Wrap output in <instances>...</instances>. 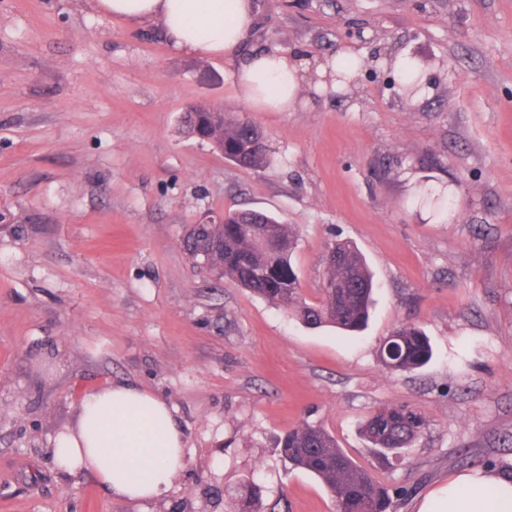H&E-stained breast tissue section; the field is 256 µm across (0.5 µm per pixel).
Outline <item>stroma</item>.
I'll return each instance as SVG.
<instances>
[{"instance_id":"obj_1","label":"stroma","mask_w":512,"mask_h":512,"mask_svg":"<svg viewBox=\"0 0 512 512\" xmlns=\"http://www.w3.org/2000/svg\"><path fill=\"white\" fill-rule=\"evenodd\" d=\"M247 45L327 61L339 92L258 112L220 57L174 52L158 22L88 0H0V512H230L255 482L288 512H336L275 452L310 422L389 488L398 512L468 462L512 464V0H255ZM411 60L421 90L394 69ZM205 101L259 126L273 164L243 169L188 137ZM253 208L299 234L319 297L325 244L374 274L367 328H311L193 266L187 229ZM419 326L431 361L392 374L378 350ZM131 383L167 402L186 465L164 497H112L50 450L81 397ZM406 404L424 434L385 464L359 435Z\"/></svg>"}]
</instances>
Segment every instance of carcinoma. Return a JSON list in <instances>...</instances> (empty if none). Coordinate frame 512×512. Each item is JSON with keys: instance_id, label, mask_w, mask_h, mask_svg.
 Segmentation results:
<instances>
[{"instance_id": "carcinoma-1", "label": "carcinoma", "mask_w": 512, "mask_h": 512, "mask_svg": "<svg viewBox=\"0 0 512 512\" xmlns=\"http://www.w3.org/2000/svg\"><path fill=\"white\" fill-rule=\"evenodd\" d=\"M181 123L184 133L209 143L242 168L258 170L272 164L263 132L246 119L198 102L186 109ZM189 231L187 250L200 248L210 270L303 323L343 332H360L365 327L375 284L352 241H334L331 252L323 257V287L318 302L311 303L302 294L292 262L298 241L292 226L264 212L239 209L224 213L222 224H194ZM379 358L391 371L411 372L431 360L432 347L420 328L402 324L383 341ZM425 429V418L414 408L387 405L369 414L360 434L387 462L391 456H401ZM275 451L292 467L314 474L335 498L339 512H397V498L409 494L407 489L391 492L319 425H299L277 439ZM233 512H265L256 483L245 485L234 498Z\"/></svg>"}]
</instances>
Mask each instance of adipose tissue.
<instances>
[{
	"instance_id": "1",
	"label": "adipose tissue",
	"mask_w": 512,
	"mask_h": 512,
	"mask_svg": "<svg viewBox=\"0 0 512 512\" xmlns=\"http://www.w3.org/2000/svg\"><path fill=\"white\" fill-rule=\"evenodd\" d=\"M93 7L130 23L159 21L181 53L224 56L238 95L260 112L296 111L305 87L323 90L341 72L339 61L317 63L272 46L243 52L254 23L252 0H93ZM107 407L112 416L103 438L94 425ZM52 456L61 472H90L113 496L130 501L167 494L185 466L184 437L167 403L128 383L85 394L77 429L55 438ZM415 512H512V478L493 471L452 474Z\"/></svg>"
}]
</instances>
